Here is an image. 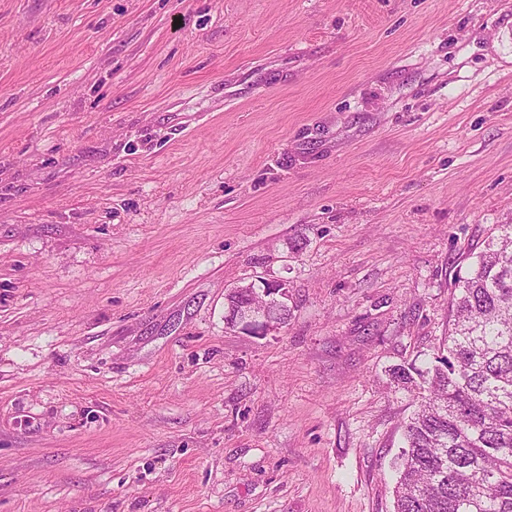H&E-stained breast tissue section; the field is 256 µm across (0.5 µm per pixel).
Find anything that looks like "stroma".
Returning <instances> with one entry per match:
<instances>
[{"label":"stroma","instance_id":"1","mask_svg":"<svg viewBox=\"0 0 512 512\" xmlns=\"http://www.w3.org/2000/svg\"><path fill=\"white\" fill-rule=\"evenodd\" d=\"M510 222L512 0H0V512H393ZM277 283L280 286L276 290H272L273 295L267 298V304L264 305L262 311L255 309L249 304L236 310L233 318L236 327L250 334L266 336L285 324L279 318L278 310L273 309L272 306L274 304L286 306L285 300H288V284L283 281H277ZM268 310H270V314H267ZM259 313H264L265 316L260 318L258 317Z\"/></svg>","mask_w":512,"mask_h":512}]
</instances>
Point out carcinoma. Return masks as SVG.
Wrapping results in <instances>:
<instances>
[{"instance_id":"obj_1","label":"carcinoma","mask_w":512,"mask_h":512,"mask_svg":"<svg viewBox=\"0 0 512 512\" xmlns=\"http://www.w3.org/2000/svg\"><path fill=\"white\" fill-rule=\"evenodd\" d=\"M454 279L448 336L393 371L418 400L403 422L394 512H512V224Z\"/></svg>"}]
</instances>
